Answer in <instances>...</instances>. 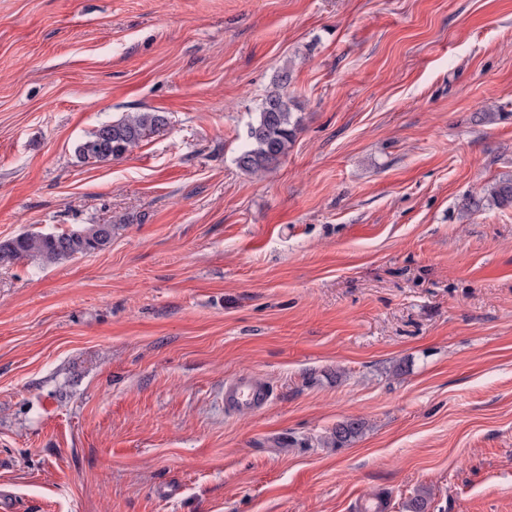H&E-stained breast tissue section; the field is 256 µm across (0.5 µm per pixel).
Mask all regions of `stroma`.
<instances>
[{"instance_id": "obj_1", "label": "stroma", "mask_w": 512, "mask_h": 512, "mask_svg": "<svg viewBox=\"0 0 512 512\" xmlns=\"http://www.w3.org/2000/svg\"><path fill=\"white\" fill-rule=\"evenodd\" d=\"M290 68L301 129L236 159ZM126 158L74 147L129 112ZM512 0H0V490L17 512H512ZM273 390L224 409V383ZM363 427L326 445L337 423ZM168 125V117L161 112H130L118 120L101 123L76 144L74 152L86 164L119 160L142 141L164 132ZM512 206V177H502L486 185L480 195L468 198L467 211L477 212L486 206ZM113 225L82 224L57 233L24 232L0 242V266L21 260L41 265L103 251L112 244ZM273 390L248 375H238L224 383V408L228 411L261 410L272 400Z\"/></svg>"}]
</instances>
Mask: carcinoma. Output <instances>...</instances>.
Listing matches in <instances>:
<instances>
[{
    "label": "carcinoma",
    "mask_w": 512,
    "mask_h": 512,
    "mask_svg": "<svg viewBox=\"0 0 512 512\" xmlns=\"http://www.w3.org/2000/svg\"><path fill=\"white\" fill-rule=\"evenodd\" d=\"M290 82V70L278 72L275 90L265 96L255 120L248 125L237 164L251 175L262 176L272 170L295 141L299 120L291 111L292 100L287 93ZM168 125V117L160 112H130L118 120L101 123L76 144L74 152L86 164L119 160L142 141L164 132ZM507 205L512 206V177L486 185L480 195L468 198L465 209L477 212L487 206ZM112 230L111 224H82L57 233L24 232L0 242V266L21 260L50 265L103 251L112 244ZM361 429L358 419L340 422L326 443L342 446ZM431 501V491L422 488L404 504L405 512H429Z\"/></svg>",
    "instance_id": "cac0c4a2"
}]
</instances>
